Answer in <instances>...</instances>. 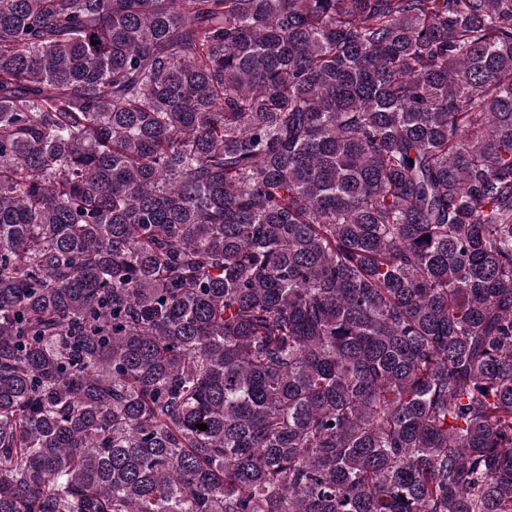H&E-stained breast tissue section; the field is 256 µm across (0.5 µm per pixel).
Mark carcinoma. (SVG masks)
Wrapping results in <instances>:
<instances>
[{"instance_id": "carcinoma-1", "label": "carcinoma", "mask_w": 512, "mask_h": 512, "mask_svg": "<svg viewBox=\"0 0 512 512\" xmlns=\"http://www.w3.org/2000/svg\"><path fill=\"white\" fill-rule=\"evenodd\" d=\"M0 512H512V0H0Z\"/></svg>"}]
</instances>
